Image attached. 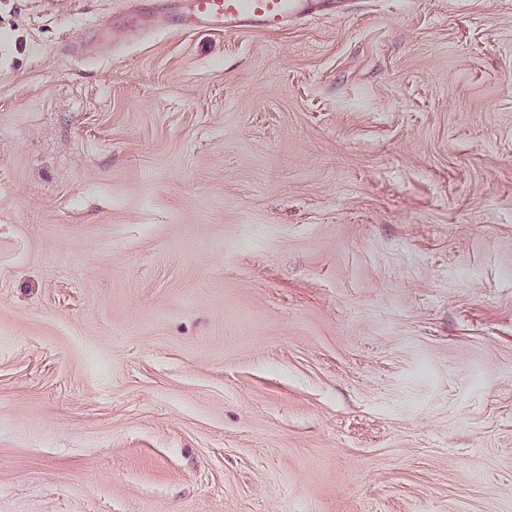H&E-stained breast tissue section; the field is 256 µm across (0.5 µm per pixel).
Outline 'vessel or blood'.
I'll return each mask as SVG.
<instances>
[{
    "label": "vessel or blood",
    "mask_w": 512,
    "mask_h": 512,
    "mask_svg": "<svg viewBox=\"0 0 512 512\" xmlns=\"http://www.w3.org/2000/svg\"><path fill=\"white\" fill-rule=\"evenodd\" d=\"M324 6L323 0H179L181 29L232 34L258 30L269 34L308 19Z\"/></svg>",
    "instance_id": "vessel-or-blood-1"
}]
</instances>
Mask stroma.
I'll return each mask as SVG.
<instances>
[{"mask_svg":"<svg viewBox=\"0 0 512 512\" xmlns=\"http://www.w3.org/2000/svg\"><path fill=\"white\" fill-rule=\"evenodd\" d=\"M0 0V512H512V0ZM184 33L232 34L258 30L269 34L308 19L326 4L324 0H177Z\"/></svg>","mask_w":512,"mask_h":512,"instance_id":"1","label":"stroma"}]
</instances>
